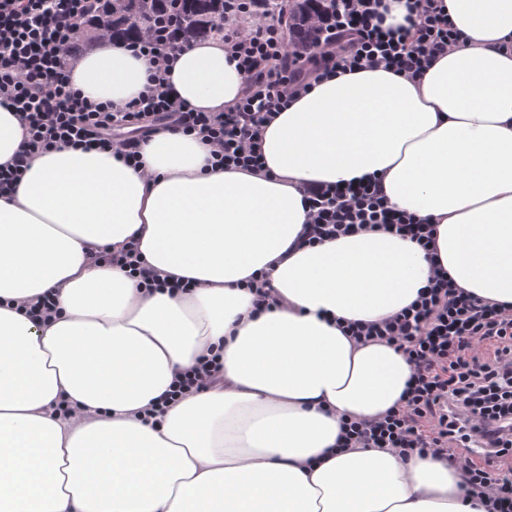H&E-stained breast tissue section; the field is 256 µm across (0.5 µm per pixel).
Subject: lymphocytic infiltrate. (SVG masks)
I'll return each mask as SVG.
<instances>
[{"mask_svg": "<svg viewBox=\"0 0 512 512\" xmlns=\"http://www.w3.org/2000/svg\"><path fill=\"white\" fill-rule=\"evenodd\" d=\"M286 2L224 0V44L246 89L232 111L196 112L171 96L165 79L168 60L186 44L180 0L143 16L133 48L153 57L155 72L148 89L117 111L81 98L69 80L81 20L105 30L112 0H0V104L27 130L23 150L0 168V194L14 190L33 154L57 143L111 149L133 161L141 140L161 127L207 137L215 164L257 169L264 124L311 79L379 67L415 79L462 40L437 0H415V21L397 31L383 29L380 0H339L313 48L300 51L282 31ZM306 202L309 244L374 228L424 249L433 240L431 224L390 207L370 182L320 188ZM348 333L358 342L394 345L412 373L398 408L344 423L343 447L448 459L493 512H512V310L438 275L399 313L352 323ZM475 447L494 457L495 467L479 463Z\"/></svg>", "mask_w": 512, "mask_h": 512, "instance_id": "lymphocytic-infiltrate-1", "label": "lymphocytic infiltrate"}]
</instances>
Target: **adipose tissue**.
<instances>
[{
	"label": "adipose tissue",
	"mask_w": 512,
	"mask_h": 512,
	"mask_svg": "<svg viewBox=\"0 0 512 512\" xmlns=\"http://www.w3.org/2000/svg\"><path fill=\"white\" fill-rule=\"evenodd\" d=\"M463 43L411 80L312 82L262 130L263 168L215 166L161 128L140 164L60 143L0 195V512H489L446 460L339 449L343 422L398 406L394 346L343 332L409 306L442 267L512 307V0H442ZM125 35L75 61L81 97L121 107L152 70ZM173 97L227 112L246 86L217 35L171 59ZM375 182L435 228V254L385 231L308 246L309 189ZM136 242L192 292L94 261ZM264 278L270 310L246 281ZM53 296L48 323L28 303ZM221 384L149 409L200 357Z\"/></svg>",
	"instance_id": "obj_1"
}]
</instances>
